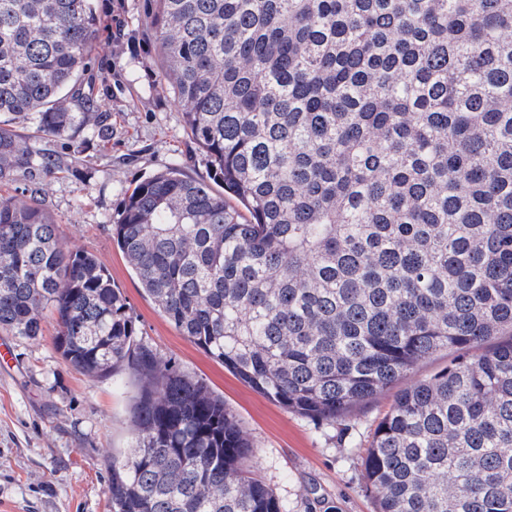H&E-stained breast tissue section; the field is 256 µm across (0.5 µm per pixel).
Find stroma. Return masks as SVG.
Returning <instances> with one entry per match:
<instances>
[{"mask_svg":"<svg viewBox=\"0 0 512 512\" xmlns=\"http://www.w3.org/2000/svg\"><path fill=\"white\" fill-rule=\"evenodd\" d=\"M96 5L102 29L87 75L99 110L112 116L110 139L78 153L67 141L16 125L23 140L61 161L57 174L42 181L41 198L63 245L97 256L122 289L142 341L223 397L255 444L250 468L289 512H376L363 462L392 392L333 425L291 412L180 335L113 243L112 226L136 184L176 161L192 177L205 179L209 172L160 78L147 0ZM43 328L35 341L0 332L14 357L0 366V512H111L112 458L131 444L130 408L141 381L128 370L88 378L57 351L53 319L45 318Z\"/></svg>","mask_w":512,"mask_h":512,"instance_id":"1","label":"stroma"}]
</instances>
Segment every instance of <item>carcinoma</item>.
<instances>
[{"mask_svg":"<svg viewBox=\"0 0 512 512\" xmlns=\"http://www.w3.org/2000/svg\"><path fill=\"white\" fill-rule=\"evenodd\" d=\"M160 72L218 186L179 163L112 237L184 337L334 424L399 389L364 460L378 512H512V0H152ZM93 0H0V185L20 139L112 135L83 92ZM0 192V332L142 381L112 512H288L206 384L137 340L120 288L36 196ZM508 336L510 340L499 341Z\"/></svg>","mask_w":512,"mask_h":512,"instance_id":"cac0c4a2","label":"carcinoma"}]
</instances>
